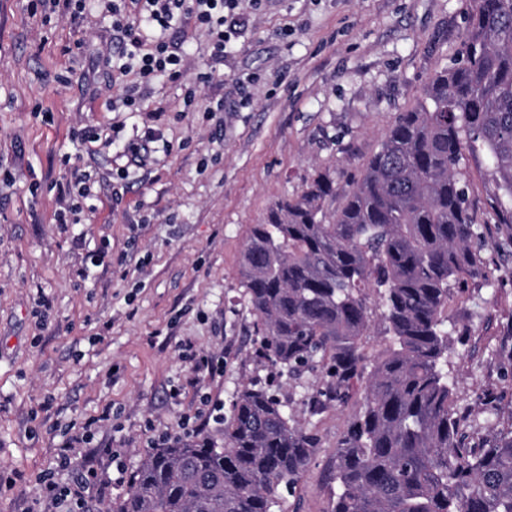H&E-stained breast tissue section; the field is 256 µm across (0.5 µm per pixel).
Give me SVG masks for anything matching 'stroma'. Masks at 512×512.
<instances>
[{
	"label": "stroma",
	"instance_id": "35a3bbf8",
	"mask_svg": "<svg viewBox=\"0 0 512 512\" xmlns=\"http://www.w3.org/2000/svg\"><path fill=\"white\" fill-rule=\"evenodd\" d=\"M465 11V0H265L210 84L196 83L207 37L188 24L175 34L182 78L157 79L139 111L111 112L112 24L94 0L48 19L29 0H0V166L12 172L0 182V512H32L45 479L73 482L58 472L66 444L75 472L111 480L85 506L107 512L154 438L181 435L204 403L217 418L203 430L220 436L246 386L275 389L317 438L277 512H331L333 455L362 391L315 411L324 371L292 375L264 359L241 256L250 226L318 172L336 178L327 210L343 204L398 113L459 58ZM76 39L81 52L63 54ZM219 99L223 111H209ZM83 129L97 141L75 140ZM84 171L91 196L58 223L56 186ZM467 171L497 284L454 291L447 370L456 409L485 442L512 414V359L500 353L512 345V256L498 249L478 163ZM102 249L103 264L87 263ZM186 343L221 370L195 372Z\"/></svg>",
	"mask_w": 512,
	"mask_h": 512
}]
</instances>
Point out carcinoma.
Listing matches in <instances>:
<instances>
[{"label": "carcinoma", "instance_id": "obj_1", "mask_svg": "<svg viewBox=\"0 0 512 512\" xmlns=\"http://www.w3.org/2000/svg\"><path fill=\"white\" fill-rule=\"evenodd\" d=\"M468 157L488 214L512 229V0H468L461 58L398 114L340 208L325 210L336 180L319 172L249 229L241 276L263 356L290 372L322 364L318 403L364 384V411L336 446L331 512H512V416L488 446H467L445 371L452 288L495 285ZM377 312L390 345L368 365L361 338ZM316 447L274 394L245 387L221 439L151 449L108 512H272Z\"/></svg>", "mask_w": 512, "mask_h": 512}]
</instances>
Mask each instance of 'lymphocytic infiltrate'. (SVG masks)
I'll use <instances>...</instances> for the list:
<instances>
[{
	"label": "lymphocytic infiltrate",
	"instance_id": "obj_1",
	"mask_svg": "<svg viewBox=\"0 0 512 512\" xmlns=\"http://www.w3.org/2000/svg\"><path fill=\"white\" fill-rule=\"evenodd\" d=\"M101 12L112 20V54L103 60L112 74L113 82L122 83L124 93L120 101L127 111H134L137 103L150 90L151 83L160 77L170 80L182 75L184 54L171 30L177 29L183 19H194L208 33L210 59L218 63L232 36L238 35L247 19L240 13V0H98ZM138 79L123 83L129 72ZM95 471L80 475L79 488L44 482L38 498L37 512H51L62 502H69L72 512H82L83 491L97 482Z\"/></svg>",
	"mask_w": 512,
	"mask_h": 512
}]
</instances>
